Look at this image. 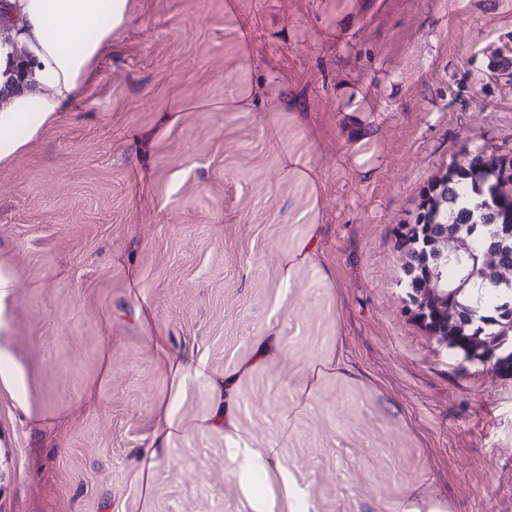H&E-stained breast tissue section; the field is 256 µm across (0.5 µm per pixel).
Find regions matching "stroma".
I'll list each match as a JSON object with an SVG mask.
<instances>
[{"instance_id": "obj_1", "label": "stroma", "mask_w": 512, "mask_h": 512, "mask_svg": "<svg viewBox=\"0 0 512 512\" xmlns=\"http://www.w3.org/2000/svg\"><path fill=\"white\" fill-rule=\"evenodd\" d=\"M512 156V0H133L59 122L0 166V258L30 425L0 389V512H251L223 432L187 427L139 469L172 379L149 335L240 385L238 441L284 450L294 512H512V372L414 316L396 247L464 154ZM333 274L282 255L305 237ZM336 348L350 379L326 365ZM318 375L302 404L298 390ZM288 162L291 164L290 168H288V174L296 177L297 179L307 183L310 186V194H309V205L308 212L312 215V224L313 226L316 224L317 220V198L319 188L317 185V181L313 176V168L309 162V160L303 157L301 154L297 155H289Z\"/></svg>"}]
</instances>
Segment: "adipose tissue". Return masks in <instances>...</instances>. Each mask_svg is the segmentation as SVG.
Segmentation results:
<instances>
[{
    "instance_id": "ef3b65f1",
    "label": "adipose tissue",
    "mask_w": 512,
    "mask_h": 512,
    "mask_svg": "<svg viewBox=\"0 0 512 512\" xmlns=\"http://www.w3.org/2000/svg\"><path fill=\"white\" fill-rule=\"evenodd\" d=\"M131 0H0V164L23 152L31 140L51 128L63 106L74 101L89 82L94 61L114 34L125 26ZM17 274L0 262V388L14 398L27 419L42 423L26 393L28 369L7 340ZM175 387L156 404L154 428L141 460L152 467L183 430L178 410L195 378L209 387V428L232 434L241 372H209L192 353L172 352L164 338L153 340Z\"/></svg>"
}]
</instances>
